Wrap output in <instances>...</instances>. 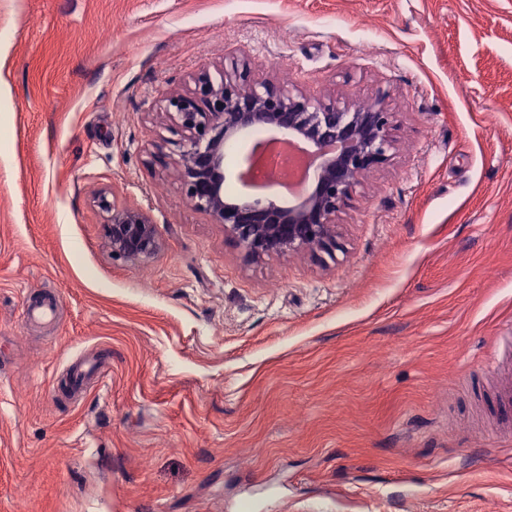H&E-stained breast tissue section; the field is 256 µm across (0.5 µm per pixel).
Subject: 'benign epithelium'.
I'll use <instances>...</instances> for the list:
<instances>
[{
	"instance_id": "1",
	"label": "benign epithelium",
	"mask_w": 512,
	"mask_h": 512,
	"mask_svg": "<svg viewBox=\"0 0 512 512\" xmlns=\"http://www.w3.org/2000/svg\"><path fill=\"white\" fill-rule=\"evenodd\" d=\"M194 87L166 97L170 132L175 138L155 145L177 147L176 168L184 200L224 226L225 236L238 246L248 262L274 254L307 250L313 256L336 258L341 250L336 221L355 188L392 157L398 124L385 96L371 102H341L334 94L309 97L291 92L272 79L258 80L243 64L220 81L201 70ZM271 130L281 141L297 143L314 169V181L285 206L274 195L224 196L232 179L243 189L277 183L272 171L258 179L255 143L236 169L224 166L227 151L255 130ZM95 203L112 257L145 264L161 250L156 224L142 208L133 207L101 190Z\"/></svg>"
}]
</instances>
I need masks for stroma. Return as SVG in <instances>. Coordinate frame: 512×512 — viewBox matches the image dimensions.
Masks as SVG:
<instances>
[{"instance_id":"1","label":"stroma","mask_w":512,"mask_h":512,"mask_svg":"<svg viewBox=\"0 0 512 512\" xmlns=\"http://www.w3.org/2000/svg\"><path fill=\"white\" fill-rule=\"evenodd\" d=\"M240 61L400 114L335 259L245 262L154 156ZM505 336L512 0H0V512H512ZM107 244L112 257L133 264H145L161 250L162 242L156 224L142 208L122 203L101 190L95 197Z\"/></svg>"}]
</instances>
